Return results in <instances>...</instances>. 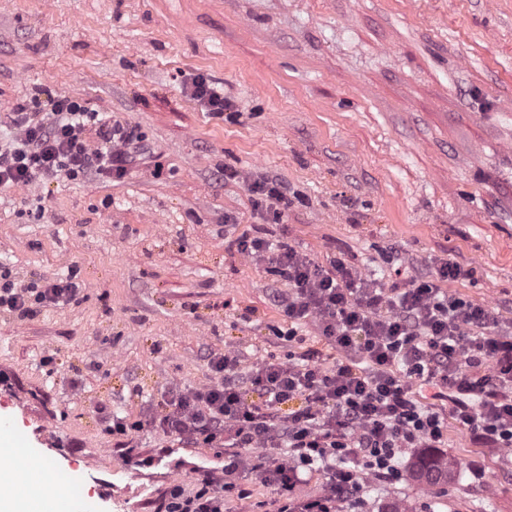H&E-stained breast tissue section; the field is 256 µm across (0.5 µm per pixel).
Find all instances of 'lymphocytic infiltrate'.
Wrapping results in <instances>:
<instances>
[{
  "label": "lymphocytic infiltrate",
  "instance_id": "obj_1",
  "mask_svg": "<svg viewBox=\"0 0 512 512\" xmlns=\"http://www.w3.org/2000/svg\"><path fill=\"white\" fill-rule=\"evenodd\" d=\"M20 103L0 125V184L63 176H124L143 137L76 97ZM284 289L288 322L274 329L286 358L244 365L239 350L210 354L217 376L200 388H170L150 421L165 436L220 443L222 467L193 468L194 487L172 485L161 512H354L365 485L397 483L407 455L444 447L449 424L489 454L512 447V332L492 308L448 292L472 269L442 261L431 275L364 276L340 260L323 265L263 235L236 240ZM71 279L16 287L0 271V309L22 317L77 296ZM314 327L306 343L302 328ZM322 482L311 498L295 491ZM275 495L258 499L254 483Z\"/></svg>",
  "mask_w": 512,
  "mask_h": 512
}]
</instances>
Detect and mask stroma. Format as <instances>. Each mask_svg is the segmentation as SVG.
Returning <instances> with one entry per match:
<instances>
[{
	"label": "stroma",
	"mask_w": 512,
	"mask_h": 512,
	"mask_svg": "<svg viewBox=\"0 0 512 512\" xmlns=\"http://www.w3.org/2000/svg\"><path fill=\"white\" fill-rule=\"evenodd\" d=\"M202 73L234 114L184 93ZM49 90L134 126L147 153L123 177L0 187V265L17 287L74 275L75 301L0 310V412L78 476L100 512H158L180 461L113 475L110 415L141 395L209 384L210 353L285 357L276 276L232 245L261 230L365 275L473 268L447 289L512 324V0H0V114ZM240 177L226 180L224 168ZM293 200L261 217L251 182ZM233 216L234 228L224 226ZM442 455L484 471L449 482L434 512H512V450L449 427ZM372 483L363 512L420 502Z\"/></svg>",
	"instance_id": "1"
}]
</instances>
